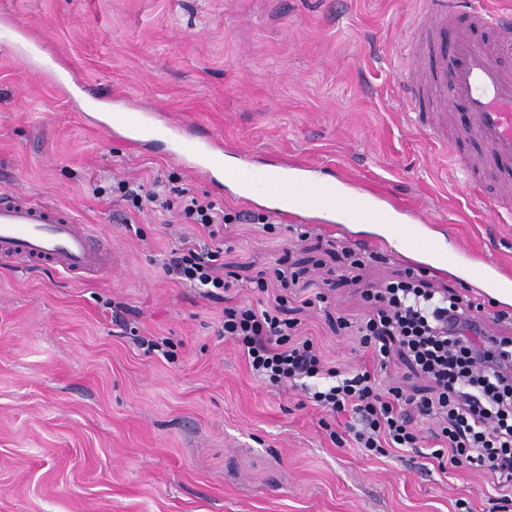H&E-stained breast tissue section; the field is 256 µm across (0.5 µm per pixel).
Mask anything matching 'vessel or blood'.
<instances>
[{
	"label": "vessel or blood",
	"mask_w": 512,
	"mask_h": 512,
	"mask_svg": "<svg viewBox=\"0 0 512 512\" xmlns=\"http://www.w3.org/2000/svg\"><path fill=\"white\" fill-rule=\"evenodd\" d=\"M447 8H430L422 15L417 32L419 43L439 42L435 58L414 54L413 77L404 83V92L418 111V121L429 129L442 146L452 169L468 172L489 170L503 182H512V70L507 69L496 48L480 36L458 37L449 30ZM474 27L498 28L512 33V18L485 10L471 14ZM462 102L468 120L456 137L448 135V102ZM110 130L124 133L130 142L153 138L172 140L175 156L194 170L213 179L224 180L246 205L256 198H281L274 217L302 223L318 212H335L345 224H383V241L399 246L405 259H418L419 270L440 271L458 262L459 255L442 249L438 238L426 236L427 220L415 215L413 224H391L386 212L391 199L364 192H324L312 177H297L271 166L258 168L239 163L224 168L221 145L182 134L178 125L160 112L117 111L108 118ZM466 139L484 147L482 157L463 152L458 142ZM20 262L22 269L48 267L71 277L87 280L110 272L112 245L101 239L91 225L82 224L66 208L40 203L24 194L0 195V263ZM468 276L478 288L512 291V272L475 261Z\"/></svg>",
	"instance_id": "obj_1"
}]
</instances>
